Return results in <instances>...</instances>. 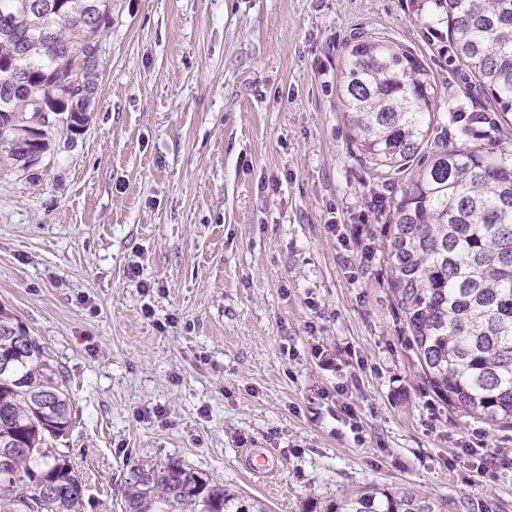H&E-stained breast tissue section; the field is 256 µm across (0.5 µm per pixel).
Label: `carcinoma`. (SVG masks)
I'll return each instance as SVG.
<instances>
[{
    "label": "carcinoma",
    "instance_id": "cac0c4a2",
    "mask_svg": "<svg viewBox=\"0 0 512 512\" xmlns=\"http://www.w3.org/2000/svg\"><path fill=\"white\" fill-rule=\"evenodd\" d=\"M26 0H0V173L24 174L16 130L43 102L69 117L72 80L97 90L112 0H51L41 20ZM462 66L512 139V0H443ZM344 119L360 159L389 180L417 163L387 225L393 305L420 376L449 409L512 430V153L454 146L424 152L436 129L432 74L412 50L371 34L349 44L340 76ZM61 366L0 305V512H76L83 483L58 448L73 415ZM124 512H267L178 461L133 470ZM323 512H447V503L376 486Z\"/></svg>",
    "mask_w": 512,
    "mask_h": 512
}]
</instances>
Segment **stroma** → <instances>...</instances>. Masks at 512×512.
<instances>
[{
  "instance_id": "1",
  "label": "stroma",
  "mask_w": 512,
  "mask_h": 512,
  "mask_svg": "<svg viewBox=\"0 0 512 512\" xmlns=\"http://www.w3.org/2000/svg\"><path fill=\"white\" fill-rule=\"evenodd\" d=\"M361 32L426 61L449 142L512 152L435 0H112L88 124L0 178V305L64 368L78 512H121L132 469L171 459L270 512L374 483L512 512V430L434 395L392 303L409 175L350 139Z\"/></svg>"
}]
</instances>
